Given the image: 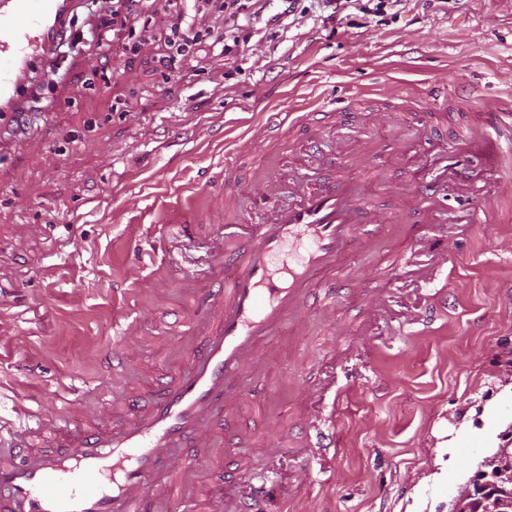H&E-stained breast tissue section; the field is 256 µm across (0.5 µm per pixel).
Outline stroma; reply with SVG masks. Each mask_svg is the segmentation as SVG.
Instances as JSON below:
<instances>
[{
    "instance_id": "1",
    "label": "stroma",
    "mask_w": 512,
    "mask_h": 512,
    "mask_svg": "<svg viewBox=\"0 0 512 512\" xmlns=\"http://www.w3.org/2000/svg\"><path fill=\"white\" fill-rule=\"evenodd\" d=\"M86 35L58 92L23 127L0 139V422L16 408L51 417L100 407L109 380L104 361L120 331L136 322L130 366L147 378L183 375L197 281L215 278L208 263L217 241L216 209L247 213L252 183L264 171L284 181L315 142L342 136L367 146L361 193L368 207L395 212L397 193L432 164L470 174L474 195L447 191L444 213L499 221L452 229L445 273L448 306L426 329L407 325L418 312L410 266L393 272L386 309L365 313L364 293L382 287L383 261L406 252L423 224L393 223L375 255L347 257L335 323L310 314L302 336L283 332L249 379L255 404L239 410L254 440L222 459L195 455L199 507L246 497L252 481L275 473L280 498L271 512H448L458 486L512 429V202L494 203L497 171L466 152H448L464 128L489 122L471 90L512 94V7L506 0H390L372 15L359 0H340L326 18L316 0H259L243 20L233 53L222 51L224 18L213 15L210 41L194 60L158 68L163 43L129 59L110 50L107 80L96 79L101 49L89 36L112 22L94 0L78 8ZM455 91L445 119L426 111L438 81ZM337 100L339 112L261 141L253 127L269 112H298ZM238 187L224 202V181ZM192 224V237L179 236ZM336 374L339 397L305 389L308 377ZM123 383V375L111 378ZM332 408L333 454L302 464L268 441L298 435L299 412ZM237 468L233 487L217 482Z\"/></svg>"
}]
</instances>
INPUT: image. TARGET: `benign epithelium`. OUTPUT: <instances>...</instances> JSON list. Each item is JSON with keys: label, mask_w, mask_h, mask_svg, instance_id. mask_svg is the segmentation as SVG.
Segmentation results:
<instances>
[{"label": "benign epithelium", "mask_w": 512, "mask_h": 512, "mask_svg": "<svg viewBox=\"0 0 512 512\" xmlns=\"http://www.w3.org/2000/svg\"><path fill=\"white\" fill-rule=\"evenodd\" d=\"M448 512H512V430L474 476L458 488Z\"/></svg>", "instance_id": "benign-epithelium-1"}]
</instances>
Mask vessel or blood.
Listing matches in <instances>:
<instances>
[{
	"label": "vessel or blood",
	"mask_w": 512,
	"mask_h": 512,
	"mask_svg": "<svg viewBox=\"0 0 512 512\" xmlns=\"http://www.w3.org/2000/svg\"><path fill=\"white\" fill-rule=\"evenodd\" d=\"M69 0H0V112H15L19 79L38 65L41 83L56 82L49 45L62 29ZM496 121L485 140L456 135L467 148L489 146L495 168V198L512 199V101L486 104ZM327 161L313 149L309 173L281 184L266 176L256 183L262 204L244 231L223 234L212 261L223 280L196 291L194 317L203 340L178 380L139 405L126 390L107 389L104 399L126 411L108 426L87 412L22 423L0 435V512H149L151 506L183 498L192 461L186 448L215 456L233 449L240 434L236 411L250 404L244 380L256 373L264 348L284 326L299 322L308 304L336 319V291L327 285L341 271L345 253L372 250L387 221L436 224L442 185L429 181L423 206L404 201L394 216L362 211L353 178L324 183L315 174ZM440 236H432L429 274L422 278L428 309L445 305L436 288L447 258ZM334 423L320 415L308 423L304 446L329 453Z\"/></svg>",
	"instance_id": "obj_1"
}]
</instances>
